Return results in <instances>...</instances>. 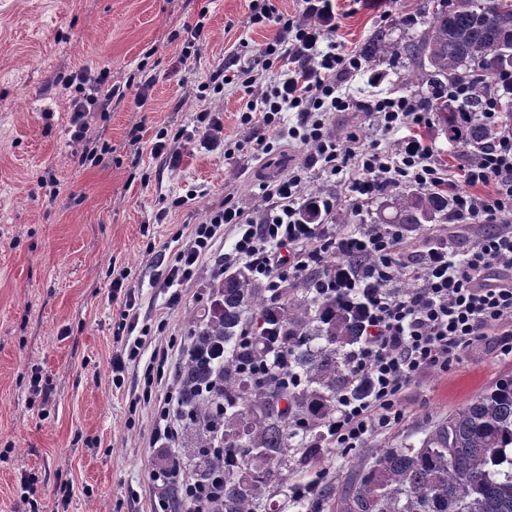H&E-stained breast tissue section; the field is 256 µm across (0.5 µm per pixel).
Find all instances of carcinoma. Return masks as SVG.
<instances>
[{"instance_id": "obj_1", "label": "carcinoma", "mask_w": 512, "mask_h": 512, "mask_svg": "<svg viewBox=\"0 0 512 512\" xmlns=\"http://www.w3.org/2000/svg\"><path fill=\"white\" fill-rule=\"evenodd\" d=\"M426 27L400 41L377 28L359 60L388 53L421 87L418 103L438 119L448 145L471 157L496 129L481 116L490 94L505 99L501 120L512 123V0H443ZM469 82L464 100L448 84ZM378 224H449L448 194L405 189L385 204ZM366 254H340L274 294L238 268L213 282L212 301L188 320L189 352L175 386L183 461L168 470L166 512H311L317 503L288 492V473L330 447L327 429L343 394L363 398L369 382L354 375L347 354L362 341L369 284L357 295L319 293L315 284L338 274L357 276ZM340 512H512V376L501 379L418 444L381 450L360 465L340 500Z\"/></svg>"}]
</instances>
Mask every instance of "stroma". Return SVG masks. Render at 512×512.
<instances>
[{"mask_svg":"<svg viewBox=\"0 0 512 512\" xmlns=\"http://www.w3.org/2000/svg\"><path fill=\"white\" fill-rule=\"evenodd\" d=\"M419 0H336L337 34L357 52L379 26L396 37L412 31ZM250 0H0V512H24L17 493L21 473L35 474L39 512H57L60 478L73 485L67 512H152L158 490L151 478L170 452L149 445L153 413L131 421L128 405L141 371L129 368L122 388L111 381L112 270L124 268L139 294L142 319L165 316L159 347L183 345L187 316L209 297L212 264L166 309L153 284L147 243L172 246L176 232L205 221L225 195L254 220L264 204L259 185L304 166L314 148L283 141L264 156L237 151L236 141L267 136L242 128V91L225 87L210 108L224 126L226 149L204 152L192 88L208 81L226 59L242 60L275 30L251 24ZM208 7L204 34L187 64H179L175 35ZM105 73L125 89L108 111L91 105L86 116L95 152L80 161L70 136L65 82L82 69ZM156 83L146 104L137 101L143 74ZM354 105L332 112L326 125L338 141L364 143L384 135L367 107L381 94L412 96L416 86L390 57L340 79ZM181 127L180 163L171 168L151 148L159 131ZM183 207H172L179 196ZM40 373L46 395L33 392ZM512 375V358L491 343L470 348L449 371H430L405 393L403 421L373 434L362 447L327 448L289 483L326 474L344 490L352 469L385 448L418 441L425 431Z\"/></svg>","mask_w":512,"mask_h":512,"instance_id":"obj_1","label":"stroma"}]
</instances>
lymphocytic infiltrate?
Instances as JSON below:
<instances>
[{
    "label": "lymphocytic infiltrate",
    "mask_w": 512,
    "mask_h": 512,
    "mask_svg": "<svg viewBox=\"0 0 512 512\" xmlns=\"http://www.w3.org/2000/svg\"><path fill=\"white\" fill-rule=\"evenodd\" d=\"M334 16L332 0H304L298 16L279 14L266 0H257L251 23L272 26L276 33L252 62L231 55L227 65L232 72L222 75L221 82L240 84L249 97L241 125H260L274 138L313 145L310 166L340 178L343 196L321 197L315 224L304 219L305 177L296 171L262 185L268 208L261 223L225 200L176 249L156 251L154 283L167 292L169 305H177L182 286L195 278L203 258L228 230L232 244L219 272L242 265L272 288L321 268L335 251L373 256L375 262L363 278L376 285L369 297L365 337L349 356L351 370L369 379L371 391L363 399L341 396L338 414L328 427L334 447L351 449L361 447L370 434L402 422L401 398L425 372L448 370L465 350L487 340L498 355L512 357V225L502 222L504 215L512 214V129L500 128L501 103L488 98L482 117L500 132L490 146L462 164L468 185L464 191L433 147L417 136V129L429 126L431 119L412 98L386 95L370 105L382 132L395 136V146L367 145L356 134L339 143L324 115L349 109L337 79L359 69L360 62L340 52L331 24ZM69 82L76 90L69 100L72 137L79 142L87 133L85 91L99 95L106 109L119 90L105 88L103 77L87 69L70 76ZM289 112L296 117L290 125L284 122ZM407 185L446 192L459 225L494 224L497 232L465 246L432 243L415 255L405 253L401 235L386 224L328 231L340 205L359 212L384 191ZM363 280L339 276L322 281L321 287L326 292H355ZM112 296L121 302L113 325L112 384L122 386L128 366L141 367L139 399L154 407L149 444L174 447L180 426L168 353L152 346L156 327L141 322L128 271L113 277ZM492 329L497 332L493 338L488 335Z\"/></svg>",
    "instance_id": "f902f5d3"
}]
</instances>
